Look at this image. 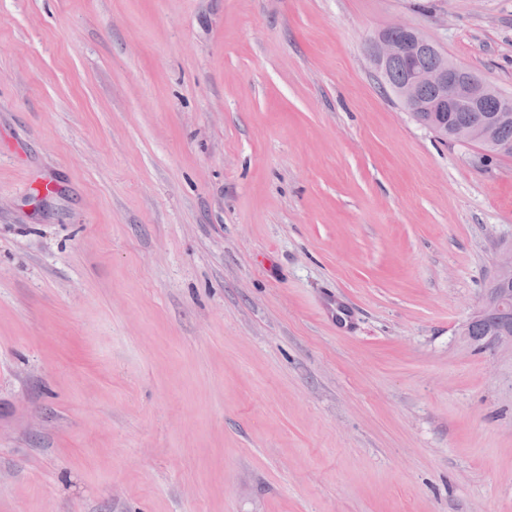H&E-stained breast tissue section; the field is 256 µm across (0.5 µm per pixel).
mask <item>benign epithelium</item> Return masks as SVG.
I'll return each mask as SVG.
<instances>
[{"label": "benign epithelium", "mask_w": 512, "mask_h": 512, "mask_svg": "<svg viewBox=\"0 0 512 512\" xmlns=\"http://www.w3.org/2000/svg\"><path fill=\"white\" fill-rule=\"evenodd\" d=\"M390 36L374 38L368 46V55L374 66L381 70L386 63L402 60L407 66L406 78L396 89V96L404 109L412 117L425 108L433 112H489V120L481 123L457 124L448 129V124L441 123L433 131L441 138L452 137L458 142H473L487 133V126L497 120L512 117V102L497 100L488 106V89L483 85L467 83L464 70L456 63L445 61L435 67L418 70L413 60L418 51L429 47V43L413 28L393 23L387 27ZM431 90L434 103L422 106V92ZM512 299L509 288H492L486 293L482 306L474 313L475 319H486L505 309ZM491 347L497 351L512 353V325L504 324L493 337Z\"/></svg>", "instance_id": "obj_1"}]
</instances>
